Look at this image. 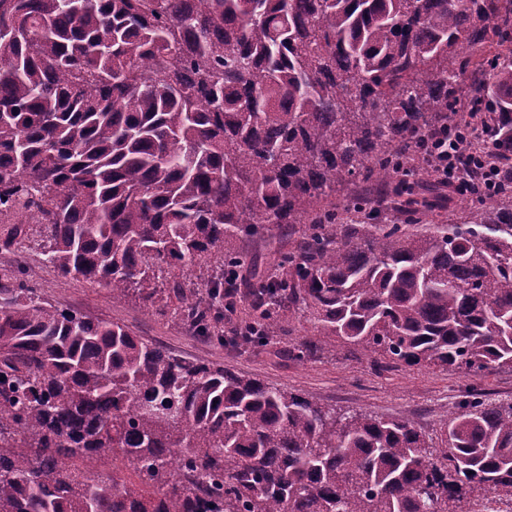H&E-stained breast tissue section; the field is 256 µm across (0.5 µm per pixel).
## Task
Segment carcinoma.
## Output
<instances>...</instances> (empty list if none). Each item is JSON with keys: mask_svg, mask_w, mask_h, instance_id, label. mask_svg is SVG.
<instances>
[{"mask_svg": "<svg viewBox=\"0 0 512 512\" xmlns=\"http://www.w3.org/2000/svg\"><path fill=\"white\" fill-rule=\"evenodd\" d=\"M0 218L63 279L221 347L323 340L512 369V199L410 234L411 152L467 91L512 175V0H0ZM404 216L381 224L386 204ZM302 224L276 272L247 243ZM208 272L186 288V272ZM250 311L224 328L238 290ZM438 448L0 283V512H458L512 497V403L472 384ZM139 488L128 486L124 467Z\"/></svg>", "mask_w": 512, "mask_h": 512, "instance_id": "obj_1", "label": "carcinoma"}]
</instances>
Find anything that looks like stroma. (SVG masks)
Wrapping results in <instances>:
<instances>
[{"label": "stroma", "mask_w": 512, "mask_h": 512, "mask_svg": "<svg viewBox=\"0 0 512 512\" xmlns=\"http://www.w3.org/2000/svg\"><path fill=\"white\" fill-rule=\"evenodd\" d=\"M25 278L40 299L71 311L121 323L140 339L161 345L190 361L218 363L235 372L309 397L337 413L379 418L407 416L418 428L439 436L442 422L474 382L463 371L428 366L376 365L373 355L351 345H324L308 315L299 314L291 337L257 349L234 350L191 336L171 316L146 309L137 298L116 304L108 288L57 277L38 259L34 239H14L11 224L0 223V279ZM307 341L311 355L299 361L288 353L292 341ZM490 398L512 403V370L492 369L476 380Z\"/></svg>", "instance_id": "1"}]
</instances>
